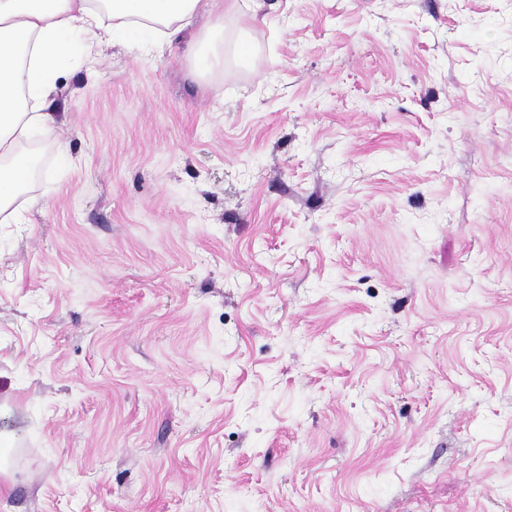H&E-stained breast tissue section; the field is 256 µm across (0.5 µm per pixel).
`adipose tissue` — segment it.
<instances>
[{"label":"adipose tissue","mask_w":512,"mask_h":512,"mask_svg":"<svg viewBox=\"0 0 512 512\" xmlns=\"http://www.w3.org/2000/svg\"><path fill=\"white\" fill-rule=\"evenodd\" d=\"M214 0H0V223L17 218L15 204L33 172L23 150L34 132H51L48 105L77 57L93 60L106 44L138 47L159 39L185 44L200 67L223 64L224 22L204 38L190 35L193 18Z\"/></svg>","instance_id":"1"}]
</instances>
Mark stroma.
<instances>
[{"label": "stroma", "mask_w": 512, "mask_h": 512, "mask_svg": "<svg viewBox=\"0 0 512 512\" xmlns=\"http://www.w3.org/2000/svg\"><path fill=\"white\" fill-rule=\"evenodd\" d=\"M249 3L59 79L0 512H512V0Z\"/></svg>", "instance_id": "obj_1"}]
</instances>
